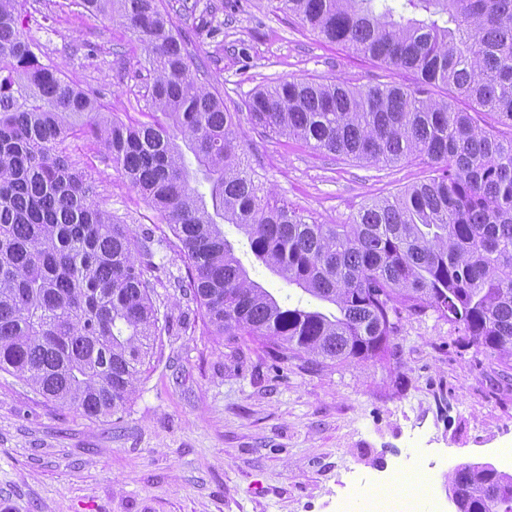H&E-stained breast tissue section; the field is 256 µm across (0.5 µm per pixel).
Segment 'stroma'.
<instances>
[{"label": "stroma", "instance_id": "1", "mask_svg": "<svg viewBox=\"0 0 512 512\" xmlns=\"http://www.w3.org/2000/svg\"><path fill=\"white\" fill-rule=\"evenodd\" d=\"M192 50L234 109L280 79L352 86L410 84L412 73L353 54L301 27L272 0H213ZM19 25L65 80L98 92L125 122L150 121L152 82L119 24L69 0H26ZM239 140L278 200L325 224H345L370 198L431 174L412 159L365 166L249 122ZM105 208L135 236L150 234L152 300L165 328L122 413L91 419L0 371V512H340L356 493L422 497L452 512L447 476L489 463L512 474V370L464 344L435 314L404 317L381 358L275 367L259 344L211 335L179 283L173 235L143 196L72 138Z\"/></svg>", "mask_w": 512, "mask_h": 512}]
</instances>
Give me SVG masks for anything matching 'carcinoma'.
Here are the masks:
<instances>
[{"label": "carcinoma", "mask_w": 512, "mask_h": 512, "mask_svg": "<svg viewBox=\"0 0 512 512\" xmlns=\"http://www.w3.org/2000/svg\"><path fill=\"white\" fill-rule=\"evenodd\" d=\"M0 0V370L90 418L124 411L161 335L147 245L94 199L67 156L80 133L178 241L185 295L214 336L282 362L383 354L403 315L429 311L512 369V0H275L324 40L410 72L411 85L279 80L244 107L255 129L370 166L411 158L434 175L324 224L276 199L245 161L239 112L199 78L163 0H71L121 24L153 73L150 123L129 124L39 62ZM442 84L451 96L436 100ZM190 151L194 162L186 161ZM290 285L336 307L277 299L224 225ZM459 512H512V474L448 473Z\"/></svg>", "instance_id": "1"}]
</instances>
